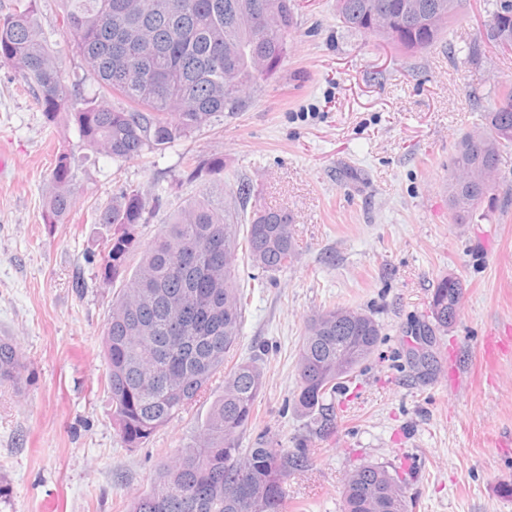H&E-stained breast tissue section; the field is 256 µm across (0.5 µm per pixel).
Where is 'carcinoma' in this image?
Segmentation results:
<instances>
[{"label": "carcinoma", "mask_w": 512, "mask_h": 512, "mask_svg": "<svg viewBox=\"0 0 512 512\" xmlns=\"http://www.w3.org/2000/svg\"><path fill=\"white\" fill-rule=\"evenodd\" d=\"M63 34L85 59L104 92L83 97L77 84H61L54 52L34 18L33 5L0 17V62L24 81L46 123L66 113L84 145L125 162L143 159L240 112L246 94L273 76L288 48L295 0H63ZM406 0H336V16L352 32L375 34L405 52L434 47L456 22L434 28L401 20ZM397 18L385 29L374 17ZM512 32V0H492L486 39ZM116 98L114 105L107 97ZM482 115L483 130L464 139L448 169V202L464 220L481 207H497L493 176L512 151V85L496 92ZM224 171V158L186 160L189 180ZM74 161L57 151L46 221L57 223L74 206ZM254 188L241 184L231 202L204 193L163 226L133 270L130 228L147 223L141 192L122 186L97 211L95 223L112 226V244L100 257L104 281H121L112 298L104 337V384L112 422L127 448L148 444L157 430L187 411L224 374V390L197 427L193 444L162 465L151 490L129 512H286L288 477L309 466L307 440L290 448L262 435L253 448L241 437L254 419L264 387L257 361L236 362L248 296L236 287L247 258L267 273L296 258L288 216L255 208L245 216ZM248 221L245 240L239 223ZM463 284L448 275L432 290L429 311L438 330L457 319ZM381 327L361 309L333 307L312 316L298 352L294 408L314 434L336 424V392L374 353ZM26 368L22 354L0 340V385L15 384ZM343 512H409L399 477L364 464L346 478Z\"/></svg>", "instance_id": "1"}]
</instances>
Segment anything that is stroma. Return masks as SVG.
<instances>
[{"instance_id": "1", "label": "stroma", "mask_w": 512, "mask_h": 512, "mask_svg": "<svg viewBox=\"0 0 512 512\" xmlns=\"http://www.w3.org/2000/svg\"><path fill=\"white\" fill-rule=\"evenodd\" d=\"M33 6L67 81L99 93L59 24L61 0H0V15ZM489 0H462L442 42L406 54L381 37L347 31L336 0H296L279 70L243 111L193 133L149 163L119 166L87 149L66 116L47 126L22 79L0 65V339L24 354L20 383L0 387V512H127L158 469L190 445L209 412L198 402L142 448L112 425L101 386L113 287L99 272L112 227L95 221L118 185L141 190L144 251L163 224L201 193L242 183L290 216L297 258L264 273L240 263L250 289L236 360L259 358L265 383L243 447L261 434L310 438L296 412L297 356L307 318L337 305L374 314L381 340L335 399L336 427L310 438L311 465L288 479L287 512H341L346 474L363 463L404 481L412 512H512V203L453 223L448 167L460 140L481 129L497 88L512 82V53L485 39ZM75 157L76 201L46 223L45 196L59 148ZM224 158V171L184 178L185 158ZM163 194V205L154 197ZM463 283L457 320L423 341L431 292ZM495 337V363L483 345Z\"/></svg>"}]
</instances>
